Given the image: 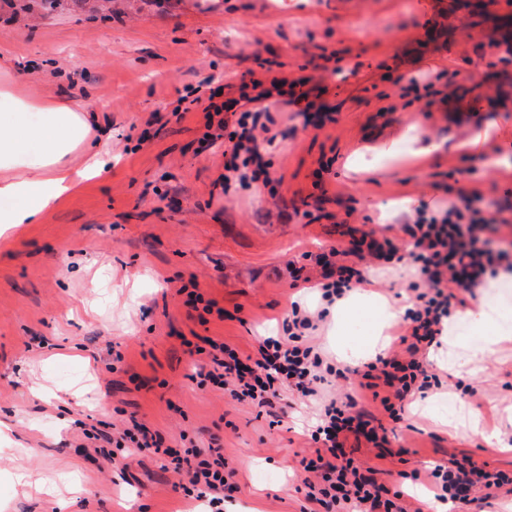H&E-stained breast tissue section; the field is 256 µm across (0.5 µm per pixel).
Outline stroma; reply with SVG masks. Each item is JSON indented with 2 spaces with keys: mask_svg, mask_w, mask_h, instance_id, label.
Here are the masks:
<instances>
[{
  "mask_svg": "<svg viewBox=\"0 0 512 512\" xmlns=\"http://www.w3.org/2000/svg\"><path fill=\"white\" fill-rule=\"evenodd\" d=\"M487 17L472 0H0V69L27 76L36 96L89 100L98 113L91 136L112 157L106 172L84 180L35 224L0 235V512H198L175 492L179 477L150 453L109 460L85 438L103 420L122 429L138 414L168 444L189 438L207 447L219 437L237 490L225 512H302L311 452L307 431L317 405L294 403L279 425L191 380L208 358L185 342L200 336L255 353L257 337L280 331L291 304L320 292L292 286L289 262L330 246L348 248L354 231L395 240L408 252L385 205L437 211L460 194L479 193L488 213H512V6L500 0ZM497 48H489V41ZM343 63H336L335 53ZM454 73L456 94L424 112L410 82L444 91L440 71ZM312 77L337 120L304 127L296 106L272 113L288 137L271 152L276 195L225 188L224 145L203 139L205 107L238 97L243 76ZM484 75L481 85L471 74ZM198 89L199 101L186 93ZM439 143L431 156L391 168L377 152L402 151L409 130ZM501 158L498 166L490 158ZM468 168L449 182L455 168ZM368 289L409 306L416 282L405 262L362 263ZM197 283L217 311L199 315L184 286ZM485 308L512 326V278L481 288L454 317L469 335L471 312ZM371 316L346 324L338 359L332 318L311 338L328 363L354 368ZM441 384L408 404L394 426L393 448L405 461L378 459L368 443L348 440L379 482L401 486L419 470L409 512L432 502L431 469L470 456L512 475V343L480 367L461 345L430 363ZM474 396L463 393L464 386ZM463 424L437 422L448 396ZM499 424L486 441L469 419ZM26 471L34 484L15 476Z\"/></svg>",
  "mask_w": 512,
  "mask_h": 512,
  "instance_id": "obj_1",
  "label": "stroma"
}]
</instances>
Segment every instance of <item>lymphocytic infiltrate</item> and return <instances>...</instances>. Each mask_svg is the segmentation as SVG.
Instances as JSON below:
<instances>
[{
    "instance_id": "obj_1",
    "label": "lymphocytic infiltrate",
    "mask_w": 512,
    "mask_h": 512,
    "mask_svg": "<svg viewBox=\"0 0 512 512\" xmlns=\"http://www.w3.org/2000/svg\"><path fill=\"white\" fill-rule=\"evenodd\" d=\"M307 78L272 79L270 88L261 80L250 79L254 88V109L237 111L236 100L224 102L223 109L236 112L235 121L219 120L224 136V186L250 187L254 183L271 185L274 178L267 155L278 135L275 119L266 101L273 91L298 89L301 111L307 124L320 128L335 122L334 113L312 99L307 91ZM512 225L502 214H488L474 207L472 198H461L442 212L420 209L412 223L403 230L411 239L408 258L415 268L422 289L415 295L413 308L404 315V329L399 342L403 355L380 357L368 363L362 377L366 389L376 385L388 388L380 403L392 421L404 418V402L408 397L425 392L435 379L422 358L442 336L448 321L467 305L468 295L483 287L488 278L499 271L512 273V249L493 247L490 238H480V231L499 233ZM341 249L330 247L316 258L323 273L319 283L322 298L343 295L364 281L360 269L336 264ZM292 318L282 337H260L255 357L244 361L239 352L226 343L211 342L213 370L203 373L202 381L228 391L237 401L249 402L259 408H274L284 389L295 391L301 400L309 401L319 393L326 377L323 360L307 339L314 329L312 314L292 308ZM365 438L375 447L388 443L380 434L373 415L360 406L353 396L330 400L324 404L310 439L315 449L300 464L309 475L304 485L306 498L318 504L322 512H407L402 503L403 491H390L368 475L366 468L347 455L344 442L349 436ZM120 441L132 444L134 450L154 449L162 452L169 469L187 478L197 499L216 505V491L228 489L224 475L223 456L209 457L206 449L164 446L162 438L151 432L138 419L119 434ZM442 499L456 502L459 512H477L481 499L477 490L489 491L512 486V477L503 472L488 471L486 463L471 457L453 461L451 466H438L431 472Z\"/></svg>"
}]
</instances>
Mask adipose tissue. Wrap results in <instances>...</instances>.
I'll return each mask as SVG.
<instances>
[{
  "label": "adipose tissue",
  "mask_w": 512,
  "mask_h": 512,
  "mask_svg": "<svg viewBox=\"0 0 512 512\" xmlns=\"http://www.w3.org/2000/svg\"><path fill=\"white\" fill-rule=\"evenodd\" d=\"M22 87V76L0 71V233L19 224L36 223L71 194L80 179L100 175L107 164L105 155L97 150L89 152L82 170L71 171L65 164L87 140L92 104L37 99ZM360 310L385 314L374 335L363 342L361 355L369 358L385 349V331L398 320L400 311L388 302L372 300L360 289L329 308L341 319ZM504 342H512V329L481 313L472 338L463 346L472 362L479 363Z\"/></svg>",
  "instance_id": "1"
}]
</instances>
